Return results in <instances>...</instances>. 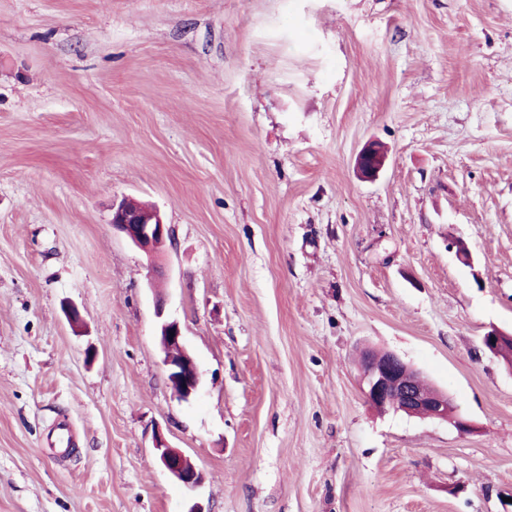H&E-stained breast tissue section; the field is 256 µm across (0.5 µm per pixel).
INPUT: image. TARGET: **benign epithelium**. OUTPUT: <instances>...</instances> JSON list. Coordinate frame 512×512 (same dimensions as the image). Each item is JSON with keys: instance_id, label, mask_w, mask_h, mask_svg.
<instances>
[{"instance_id": "obj_1", "label": "benign epithelium", "mask_w": 512, "mask_h": 512, "mask_svg": "<svg viewBox=\"0 0 512 512\" xmlns=\"http://www.w3.org/2000/svg\"><path fill=\"white\" fill-rule=\"evenodd\" d=\"M384 163V152L377 144L364 147L357 158L358 171L366 179L376 177ZM112 224L152 261L170 237V228L157 211L145 209L133 199L123 200L113 210ZM511 339L492 330L483 337L482 344L497 356L504 342ZM159 343L174 395L180 400L198 395L204 372L186 350L180 324L174 320L162 322ZM360 367L366 399L376 408L390 407L408 416L443 420L454 412L448 394L436 389L424 392L415 386L417 373L394 353H366ZM155 449L160 467L185 489L193 490L202 483L203 473L191 457L168 446L160 437L155 439Z\"/></svg>"}]
</instances>
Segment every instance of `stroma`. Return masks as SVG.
I'll list each match as a JSON object with an SVG mask.
<instances>
[{
	"label": "stroma",
	"instance_id": "stroma-1",
	"mask_svg": "<svg viewBox=\"0 0 512 512\" xmlns=\"http://www.w3.org/2000/svg\"><path fill=\"white\" fill-rule=\"evenodd\" d=\"M125 197L172 229L156 263L112 228ZM165 319L204 372L187 401ZM494 327L512 0H0V512H506ZM366 349L468 431L370 406ZM385 163L381 146L369 144L362 149L357 158V168L362 177L372 179L378 175ZM159 343L164 353L163 363L174 395L188 400L198 395L204 372L186 350L180 324L163 321L160 326ZM154 448L160 467L186 490H193L202 483L203 473L191 457L168 446L161 437L155 439Z\"/></svg>",
	"mask_w": 512,
	"mask_h": 512
}]
</instances>
